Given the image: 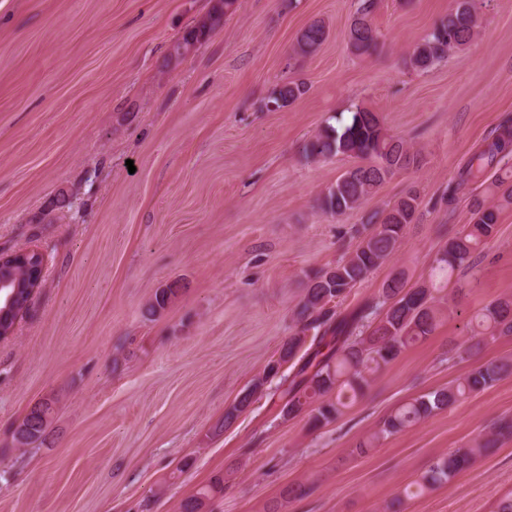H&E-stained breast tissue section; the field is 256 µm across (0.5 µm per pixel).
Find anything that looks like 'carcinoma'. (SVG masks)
Here are the masks:
<instances>
[{
    "mask_svg": "<svg viewBox=\"0 0 512 512\" xmlns=\"http://www.w3.org/2000/svg\"><path fill=\"white\" fill-rule=\"evenodd\" d=\"M237 0H218L208 17L200 20L173 45L172 51L190 52L222 21L236 10ZM479 0H454V6L428 33L421 37L409 53L410 66L426 72L445 59L449 52L467 47L479 28ZM378 0H357L355 18L348 33L347 44L356 55H370L378 46V33L373 16ZM323 24L312 23L298 36L295 52L314 53L326 40ZM306 93L302 83L287 82L277 86L265 103L266 108L281 109ZM302 152L312 160L346 155L358 163L346 170L328 186L320 198L322 210L339 216L359 209L387 180L415 163L416 154L401 139L389 135L379 115L357 107L349 117H334ZM512 158V125L501 126L498 134L482 145L457 180L449 187L446 203L455 200L458 191L471 181L484 176L486 166ZM495 179L492 186L501 192L497 201L487 204L476 200L472 204V220L463 226L438 253L435 275L429 283L405 288L402 279H389L379 295L356 309L343 313L339 303L383 264L400 247L408 226L416 220L419 196L409 192L391 207L368 216L366 223L355 230L358 244L335 265L307 275L297 306L294 330L283 343L280 356L266 365L261 376L244 388L234 403L224 412V427L231 426L249 409L258 395L268 390L274 378L288 379V386L279 390L281 413L287 417L309 415L316 426L327 425L343 414L349 402L363 396L373 375L395 360L407 347L422 342L441 325L444 311L436 294L442 283L457 272L477 275L474 254L497 232L499 210L512 205V186ZM11 284L0 289L8 296L14 282L24 284L28 273L22 267L4 272ZM177 289L162 288L145 308L152 319L161 315L176 296ZM483 341H495L512 335V299H499L481 308L474 316ZM293 362L292 373L279 374L283 364ZM512 375V363L489 361L483 363L447 387L414 398L394 409L373 433L360 439L354 448L359 455L368 453L388 436L410 428L468 396L481 392L494 383ZM54 403L39 401L22 418L19 427L26 431L19 445L31 448L43 443L52 424ZM512 435V420L503 418L471 445L439 457L422 476L408 484L403 498L412 499L448 482L468 469L488 448L496 447L500 438ZM224 493V476L216 475L193 495L183 499L179 512H200L208 500Z\"/></svg>",
    "mask_w": 512,
    "mask_h": 512,
    "instance_id": "carcinoma-1",
    "label": "carcinoma"
}]
</instances>
